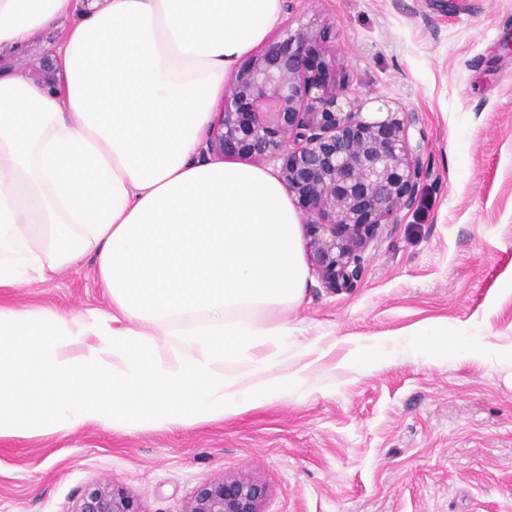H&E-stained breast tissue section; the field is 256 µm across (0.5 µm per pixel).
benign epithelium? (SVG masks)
<instances>
[{"label":"benign epithelium","instance_id":"7a95c632","mask_svg":"<svg viewBox=\"0 0 512 512\" xmlns=\"http://www.w3.org/2000/svg\"><path fill=\"white\" fill-rule=\"evenodd\" d=\"M315 22L285 25L236 71L200 153L266 166L310 216L302 225L312 273L332 291L353 288L363 254L417 199L421 144H412L411 112L365 118L345 112L347 81H336V50L319 46ZM28 77L50 95L64 93L59 57L27 60ZM264 484L236 475L199 485L183 512H263ZM69 512H145L108 482L91 484Z\"/></svg>","mask_w":512,"mask_h":512}]
</instances>
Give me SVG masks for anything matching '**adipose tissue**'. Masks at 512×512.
Listing matches in <instances>:
<instances>
[{
  "instance_id": "1",
  "label": "adipose tissue",
  "mask_w": 512,
  "mask_h": 512,
  "mask_svg": "<svg viewBox=\"0 0 512 512\" xmlns=\"http://www.w3.org/2000/svg\"><path fill=\"white\" fill-rule=\"evenodd\" d=\"M282 0H0V52L61 29L66 92L0 73V288L93 259L111 312L0 304V437L219 420L281 366L300 221L268 169L201 158L237 62ZM168 356H160V347Z\"/></svg>"
}]
</instances>
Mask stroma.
Masks as SVG:
<instances>
[{
  "label": "stroma",
  "instance_id": "stroma-1",
  "mask_svg": "<svg viewBox=\"0 0 512 512\" xmlns=\"http://www.w3.org/2000/svg\"><path fill=\"white\" fill-rule=\"evenodd\" d=\"M325 27L361 112L416 116L419 202L364 254L355 288L305 276L283 317L323 352L277 397L177 430L100 425L0 438V512H69L111 482L145 512L201 483H264V512H512V0H291ZM0 303L111 310L92 260ZM442 322L460 348L412 334Z\"/></svg>",
  "mask_w": 512,
  "mask_h": 512
}]
</instances>
